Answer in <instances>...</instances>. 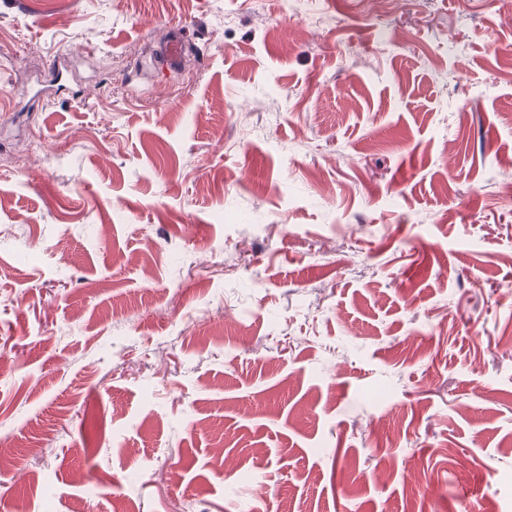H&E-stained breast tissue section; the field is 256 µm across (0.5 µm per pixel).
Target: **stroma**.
Instances as JSON below:
<instances>
[{"label": "stroma", "mask_w": 512, "mask_h": 512, "mask_svg": "<svg viewBox=\"0 0 512 512\" xmlns=\"http://www.w3.org/2000/svg\"><path fill=\"white\" fill-rule=\"evenodd\" d=\"M509 113L512 0H0V512H512Z\"/></svg>", "instance_id": "obj_1"}]
</instances>
